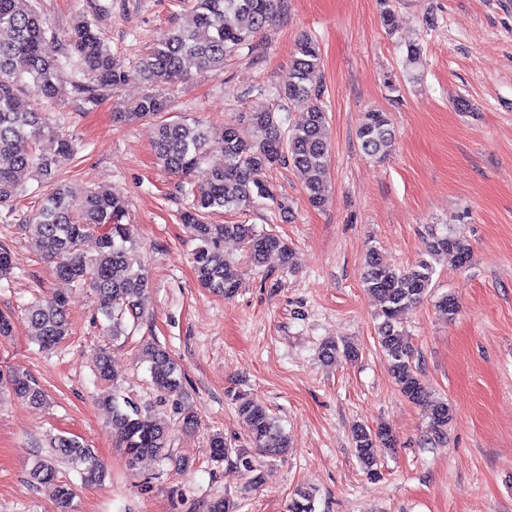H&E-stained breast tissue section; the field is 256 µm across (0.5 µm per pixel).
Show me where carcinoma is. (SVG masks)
<instances>
[{
	"mask_svg": "<svg viewBox=\"0 0 512 512\" xmlns=\"http://www.w3.org/2000/svg\"><path fill=\"white\" fill-rule=\"evenodd\" d=\"M191 20L168 29L156 46L139 59L134 70L114 67L110 51L96 24L82 18L70 36L59 38L47 27L35 0H0V204L28 191L26 181L37 177L53 188L43 194L39 208L21 229L28 233L35 248L54 264L55 275L79 286H89L96 296V309L109 322L112 339L124 335L126 317L141 318L149 281L132 254L134 225L124 223L126 204L120 196L105 189L74 192L57 182L61 170L73 160L81 145L58 136L52 126L34 109L24 107L18 97L26 84L41 100L55 102L71 86L82 103L99 99L134 78L147 87L137 101L113 113L117 123L154 118L168 109L167 94L185 81L191 72H221L225 62L254 38L281 13L284 0H193ZM319 44L306 35L296 44L291 67L274 91L288 106H302L296 124L284 128L286 107L259 106L249 113L256 131L246 140L234 124L224 127L220 154L209 147L208 130L185 119L163 120L154 143L161 167L171 174L187 176L205 166L208 182L185 189L191 196L181 214L182 223L198 241L192 253L194 272L201 288L230 298L240 288L231 262L224 257V240L235 238L246 248V257L256 267L272 252L281 256L282 266H292L293 253L275 234L258 231L252 224H209L207 214L224 209H247L265 200H274L267 174L277 165H288L305 179V194L314 207L325 201L329 145L325 136L326 111L322 105ZM358 139L363 152L375 158L386 155L395 133L384 112H367L359 125ZM50 137L55 149L46 153L38 148ZM94 236L96 253L88 256L82 244ZM452 256L459 265L470 262L471 251L463 238L448 228L430 230L425 241V258L411 269L386 264L371 252L365 262L362 282L379 302L375 332L387 358L400 394L410 401L425 402L431 417L425 444L438 446L447 439L453 410L448 401L437 398L421 378L414 353L402 331L407 311L420 303L432 288L434 261ZM14 278L11 251L0 245V282ZM33 336L44 349H52L69 335L67 300L53 294L27 307ZM353 359L358 350L352 345L326 343L319 357L326 363L338 356ZM148 363L152 382L163 398L175 402L182 415V427L196 425L193 413L182 407L183 388L178 367L168 350L156 342L141 349ZM98 377L115 381L116 374L107 351L100 352ZM9 393L32 405L41 406L46 395L28 374L15 370L0 372V394ZM112 427L118 429L129 464L144 457L167 458L169 426L142 411L134 403H107ZM237 410L248 427V437L259 455L268 458L288 453V435L261 404L246 397L237 398ZM394 436L384 427L357 426L352 444L363 469L377 470L381 451L394 446ZM54 456L36 457L30 467L31 482L57 480L55 458L69 461L87 485H97L108 476L104 463L93 450L73 437L59 435L51 442ZM211 456L224 460L259 480L256 458L245 448H234L219 433L209 441ZM315 496L298 489L291 497L289 512H315Z\"/></svg>",
	"mask_w": 512,
	"mask_h": 512,
	"instance_id": "1",
	"label": "carcinoma"
}]
</instances>
